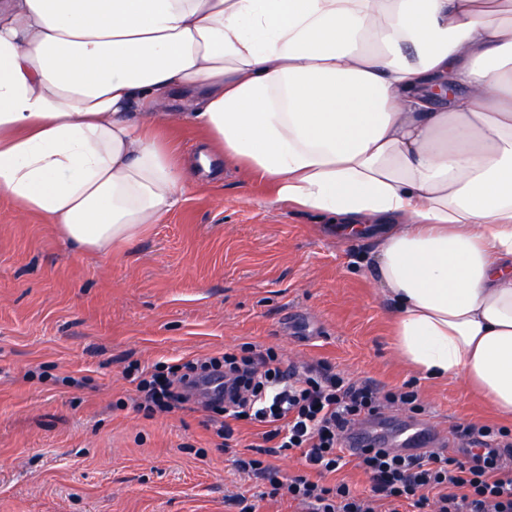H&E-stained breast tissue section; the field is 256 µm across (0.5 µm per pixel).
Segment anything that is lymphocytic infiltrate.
<instances>
[{
    "mask_svg": "<svg viewBox=\"0 0 512 512\" xmlns=\"http://www.w3.org/2000/svg\"><path fill=\"white\" fill-rule=\"evenodd\" d=\"M214 374L222 375L224 387L205 404L210 430L228 448L236 422L262 426L253 456L236 459V469L267 481L269 497L298 503L301 512H512L511 431L458 425L456 438L483 449L465 458L440 448L413 459L381 446L350 455L346 439L357 422L393 408L421 413L418 392L354 381L319 362L287 365L271 348L200 356L171 366L168 374H151L137 385L139 406L173 408ZM285 452L299 456L303 467L281 478L268 458ZM352 460L368 476V491L325 483V475Z\"/></svg>",
    "mask_w": 512,
    "mask_h": 512,
    "instance_id": "f902f5d3",
    "label": "lymphocytic infiltrate"
}]
</instances>
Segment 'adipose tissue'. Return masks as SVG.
I'll list each match as a JSON object with an SVG mask.
<instances>
[{
    "mask_svg": "<svg viewBox=\"0 0 512 512\" xmlns=\"http://www.w3.org/2000/svg\"><path fill=\"white\" fill-rule=\"evenodd\" d=\"M373 225L394 349L512 421V0H0V193L98 254L197 179ZM162 136L175 147L178 156L184 160H189L193 156L196 161L197 155L201 152V145L206 141L203 131L191 124L167 129L162 132Z\"/></svg>",
    "mask_w": 512,
    "mask_h": 512,
    "instance_id": "adipose-tissue-1",
    "label": "adipose tissue"
}]
</instances>
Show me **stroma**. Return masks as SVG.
Wrapping results in <instances>:
<instances>
[{
    "label": "stroma",
    "mask_w": 512,
    "mask_h": 512,
    "mask_svg": "<svg viewBox=\"0 0 512 512\" xmlns=\"http://www.w3.org/2000/svg\"><path fill=\"white\" fill-rule=\"evenodd\" d=\"M187 189L107 255L18 215L0 193V512H239L267 482L239 474L258 425L224 449L201 405L145 415L128 365L250 345L354 380L417 390L420 423L497 425L463 380L418 381L395 357L370 232L338 237L272 204L246 170Z\"/></svg>",
    "instance_id": "1"
}]
</instances>
